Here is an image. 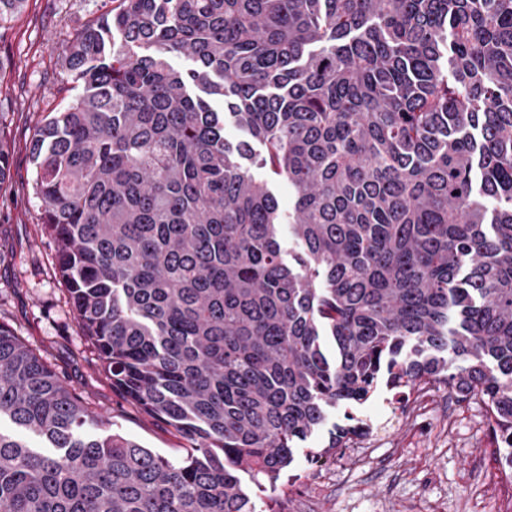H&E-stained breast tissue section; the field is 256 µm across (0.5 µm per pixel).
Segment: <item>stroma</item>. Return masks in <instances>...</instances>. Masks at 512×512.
Masks as SVG:
<instances>
[{"instance_id":"35a3bbf8","label":"stroma","mask_w":512,"mask_h":512,"mask_svg":"<svg viewBox=\"0 0 512 512\" xmlns=\"http://www.w3.org/2000/svg\"><path fill=\"white\" fill-rule=\"evenodd\" d=\"M111 7L112 0H25L19 12L0 20V111L11 144L10 178L0 190V323L53 364L108 429L176 459L186 441L113 389L89 346L34 194L35 131L81 91L67 66V48L88 21ZM391 400L381 388L354 407L358 418L377 427L365 437L362 457L341 448L319 467L307 449L323 448L329 425L346 422L344 408L329 411L327 427L297 451L278 483L298 512H499L484 484L508 467L481 399L460 402L436 389L428 408L403 422L388 421Z\"/></svg>"}]
</instances>
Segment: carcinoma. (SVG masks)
<instances>
[{"label":"carcinoma","instance_id":"1","mask_svg":"<svg viewBox=\"0 0 512 512\" xmlns=\"http://www.w3.org/2000/svg\"><path fill=\"white\" fill-rule=\"evenodd\" d=\"M114 2L68 49L83 92L37 129L34 191L112 388L190 448L88 433L0 325V416L44 441L0 432V512H288L295 453L381 384L480 396L512 467V0ZM258 178L267 180L269 186L278 198L284 222L288 223V211H291L294 203L293 190L288 186V182L283 179H273L269 177L265 170H255Z\"/></svg>","mask_w":512,"mask_h":512}]
</instances>
